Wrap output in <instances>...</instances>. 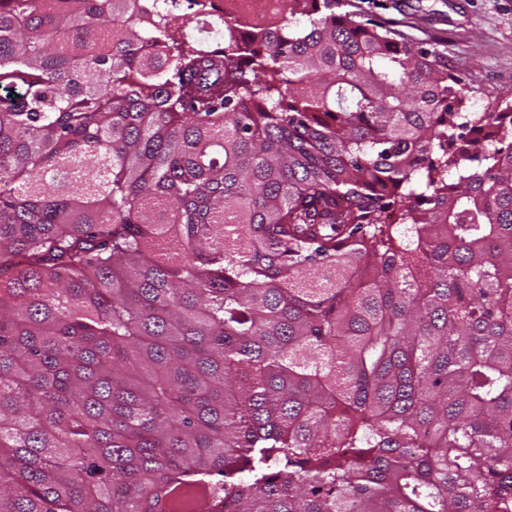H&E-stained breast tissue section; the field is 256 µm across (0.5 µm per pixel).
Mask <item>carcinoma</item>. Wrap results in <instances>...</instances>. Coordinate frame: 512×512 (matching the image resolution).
Instances as JSON below:
<instances>
[{"label":"carcinoma","instance_id":"obj_1","mask_svg":"<svg viewBox=\"0 0 512 512\" xmlns=\"http://www.w3.org/2000/svg\"><path fill=\"white\" fill-rule=\"evenodd\" d=\"M342 7L0 0V512H512V96ZM249 22L258 28L265 26L269 11L275 6L286 4L284 0H244Z\"/></svg>","mask_w":512,"mask_h":512}]
</instances>
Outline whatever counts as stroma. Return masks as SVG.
I'll use <instances>...</instances> for the list:
<instances>
[{
	"instance_id": "stroma-1",
	"label": "stroma",
	"mask_w": 512,
	"mask_h": 512,
	"mask_svg": "<svg viewBox=\"0 0 512 512\" xmlns=\"http://www.w3.org/2000/svg\"><path fill=\"white\" fill-rule=\"evenodd\" d=\"M346 10L394 29L406 40L436 48L449 68L489 98L512 93V0H344Z\"/></svg>"
}]
</instances>
